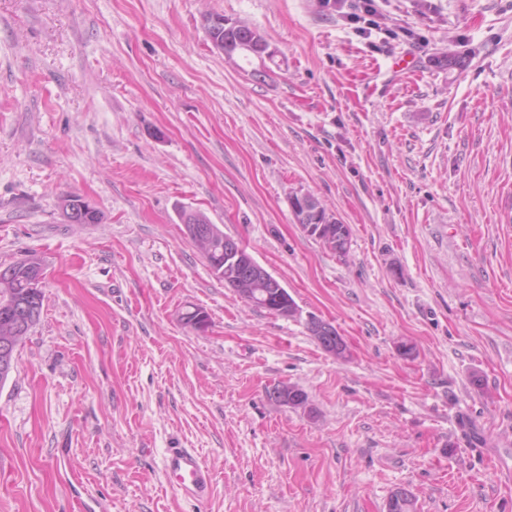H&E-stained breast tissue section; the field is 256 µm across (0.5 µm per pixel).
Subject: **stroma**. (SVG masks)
<instances>
[{
    "label": "stroma",
    "instance_id": "obj_1",
    "mask_svg": "<svg viewBox=\"0 0 512 512\" xmlns=\"http://www.w3.org/2000/svg\"><path fill=\"white\" fill-rule=\"evenodd\" d=\"M378 9L363 35L320 0H0V265L44 271L0 388V512H386L399 487L512 512V0ZM210 13L273 59L214 49ZM184 209L299 317L225 286ZM171 448L202 458L199 497L167 487ZM311 209L320 208L318 218L313 213L300 210L295 213L297 221L310 236H315L336 253L344 255L350 243L351 230L347 224H341L336 219L330 218L320 203L309 195ZM318 222L321 224H313ZM306 326L324 350L333 353L336 358L345 357L346 345L331 324L311 316L307 320ZM269 396L277 402L291 407L307 408L308 397L301 389L290 385H277L270 391Z\"/></svg>",
    "mask_w": 512,
    "mask_h": 512
}]
</instances>
